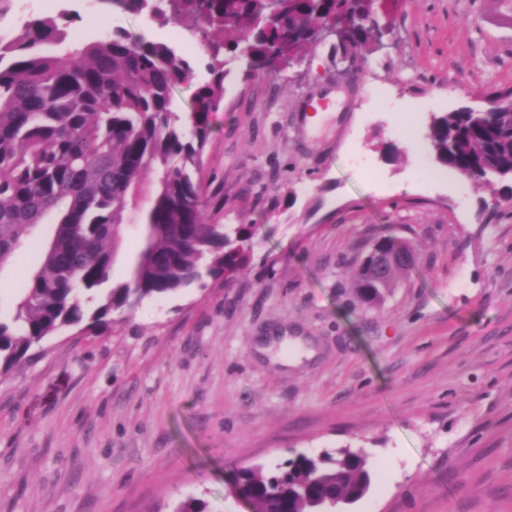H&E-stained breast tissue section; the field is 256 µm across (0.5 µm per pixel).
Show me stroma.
Wrapping results in <instances>:
<instances>
[{"label": "stroma", "instance_id": "1", "mask_svg": "<svg viewBox=\"0 0 512 512\" xmlns=\"http://www.w3.org/2000/svg\"><path fill=\"white\" fill-rule=\"evenodd\" d=\"M383 22L344 61L330 36L275 72L230 65L201 177L209 223L255 225L249 265L0 376V512H251L234 467L348 446L372 489L345 512H512V199L448 181L427 138L512 87V10L397 0ZM384 234L414 260L369 308L352 273Z\"/></svg>", "mask_w": 512, "mask_h": 512}]
</instances>
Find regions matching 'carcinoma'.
I'll list each match as a JSON object with an SVG mask.
<instances>
[{
	"label": "carcinoma",
	"instance_id": "carcinoma-1",
	"mask_svg": "<svg viewBox=\"0 0 512 512\" xmlns=\"http://www.w3.org/2000/svg\"><path fill=\"white\" fill-rule=\"evenodd\" d=\"M288 4V23L300 29L349 16L345 51L367 44L379 24L372 0ZM199 10L235 40L210 47L209 80L187 114L174 110L172 94L194 78V67L166 43L119 29L72 42L68 28L79 14L70 10L27 19L11 39L0 38V270L27 246L41 255L11 311L0 315V375L65 327L82 323L83 334L95 338L115 313L206 277L227 281L248 262L254 225L206 223L210 199L199 174L209 115L223 105L224 67L262 70L277 25L259 20L260 0H210ZM484 101L492 106L434 117L429 140L440 164L496 196L499 184L512 180V88ZM148 171L157 175L151 191L143 181ZM131 212L142 246L115 284L114 257ZM374 246L383 270L364 258L354 274L356 295L369 307L385 301L413 260L409 245L394 236ZM234 482L252 512H320L330 500L362 499L371 474L368 455L342 449L298 454L269 470L237 467ZM173 512L208 510L204 500L188 497Z\"/></svg>",
	"mask_w": 512,
	"mask_h": 512
}]
</instances>
